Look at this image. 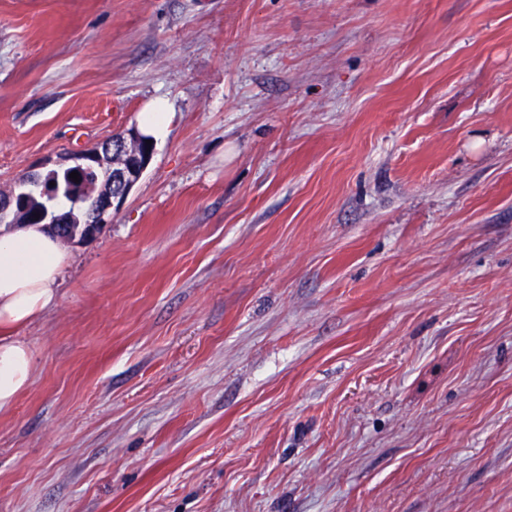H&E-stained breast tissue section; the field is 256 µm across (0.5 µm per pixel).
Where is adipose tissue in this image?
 Wrapping results in <instances>:
<instances>
[{
	"mask_svg": "<svg viewBox=\"0 0 512 512\" xmlns=\"http://www.w3.org/2000/svg\"><path fill=\"white\" fill-rule=\"evenodd\" d=\"M64 266L60 241L46 225L0 235V410L13 405L32 376V352L14 332L55 305Z\"/></svg>",
	"mask_w": 512,
	"mask_h": 512,
	"instance_id": "adipose-tissue-1",
	"label": "adipose tissue"
}]
</instances>
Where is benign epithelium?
Returning a JSON list of instances; mask_svg holds the SVG:
<instances>
[{
    "label": "benign epithelium",
    "instance_id": "1",
    "mask_svg": "<svg viewBox=\"0 0 512 512\" xmlns=\"http://www.w3.org/2000/svg\"><path fill=\"white\" fill-rule=\"evenodd\" d=\"M152 156L153 148L146 144V137L131 129L99 147L82 150L69 157L74 164L97 170L101 178V187L88 204V236L96 235L98 227L110 223L112 211L124 203ZM23 199L25 195L15 193L1 199L0 217L10 215L13 224L27 223Z\"/></svg>",
    "mask_w": 512,
    "mask_h": 512
}]
</instances>
